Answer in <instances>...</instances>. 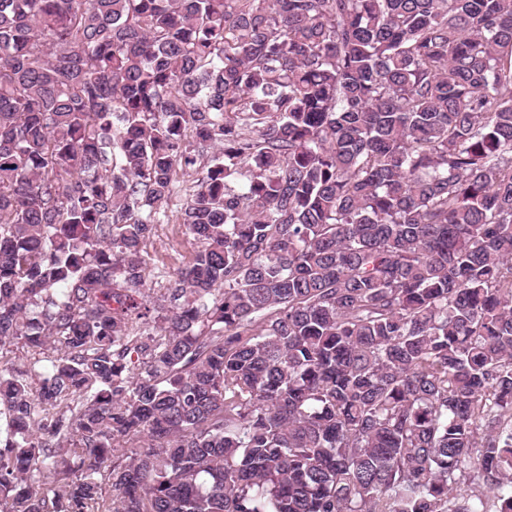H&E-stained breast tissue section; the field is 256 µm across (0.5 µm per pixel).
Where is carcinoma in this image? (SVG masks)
I'll return each mask as SVG.
<instances>
[{
    "instance_id": "1",
    "label": "carcinoma",
    "mask_w": 512,
    "mask_h": 512,
    "mask_svg": "<svg viewBox=\"0 0 512 512\" xmlns=\"http://www.w3.org/2000/svg\"><path fill=\"white\" fill-rule=\"evenodd\" d=\"M0 512H512V0H0ZM170 215L169 221L155 225L146 241V288H163L166 280L157 277L158 269L172 272L174 268L187 264L200 245L181 224L178 213L174 210Z\"/></svg>"
}]
</instances>
